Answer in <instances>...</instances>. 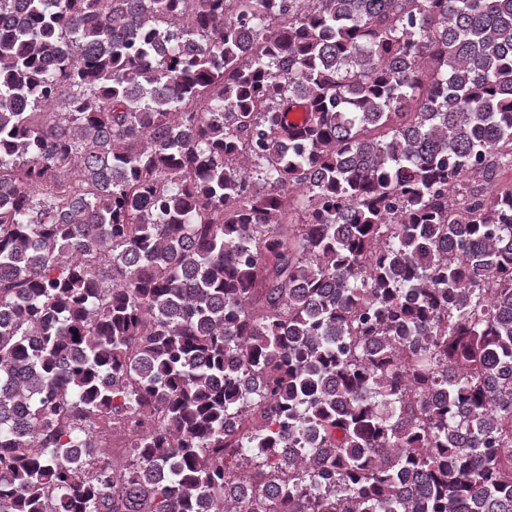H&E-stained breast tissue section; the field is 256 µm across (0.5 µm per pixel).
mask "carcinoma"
<instances>
[{
	"mask_svg": "<svg viewBox=\"0 0 512 512\" xmlns=\"http://www.w3.org/2000/svg\"><path fill=\"white\" fill-rule=\"evenodd\" d=\"M507 169L512 0H0V512H512Z\"/></svg>",
	"mask_w": 512,
	"mask_h": 512,
	"instance_id": "carcinoma-1",
	"label": "carcinoma"
}]
</instances>
